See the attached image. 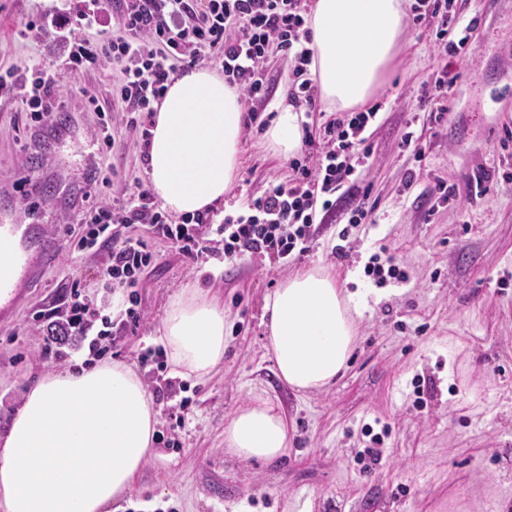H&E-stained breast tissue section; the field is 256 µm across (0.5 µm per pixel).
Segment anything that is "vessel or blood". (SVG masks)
I'll list each match as a JSON object with an SVG mask.
<instances>
[{"mask_svg":"<svg viewBox=\"0 0 512 512\" xmlns=\"http://www.w3.org/2000/svg\"><path fill=\"white\" fill-rule=\"evenodd\" d=\"M65 243L40 224L0 220V325L8 326L42 264Z\"/></svg>","mask_w":512,"mask_h":512,"instance_id":"vessel-or-blood-1","label":"vessel or blood"}]
</instances>
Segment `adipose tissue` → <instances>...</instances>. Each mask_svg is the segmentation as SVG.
I'll use <instances>...</instances> for the list:
<instances>
[{"label":"adipose tissue","mask_w":512,"mask_h":512,"mask_svg":"<svg viewBox=\"0 0 512 512\" xmlns=\"http://www.w3.org/2000/svg\"><path fill=\"white\" fill-rule=\"evenodd\" d=\"M310 71L323 104L346 111L381 87L404 27L403 0H315L306 20ZM303 112L278 104L266 138L283 157L303 146ZM245 114L236 88L215 69L175 76L150 130L149 188L163 206L192 215L223 202L240 167ZM266 348L278 377L305 394L331 385L354 349L357 294L313 269L266 300ZM160 342L176 374L203 379L224 361V310L201 288L170 304ZM153 401L126 363L82 365L33 384L0 439V512H107L154 454ZM289 447L281 411L258 398L224 428V450L273 461Z\"/></svg>","instance_id":"adipose-tissue-1"}]
</instances>
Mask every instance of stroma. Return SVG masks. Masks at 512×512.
Segmentation results:
<instances>
[{"instance_id":"obj_1","label":"stroma","mask_w":512,"mask_h":512,"mask_svg":"<svg viewBox=\"0 0 512 512\" xmlns=\"http://www.w3.org/2000/svg\"><path fill=\"white\" fill-rule=\"evenodd\" d=\"M62 7L76 18L88 2L0 0V54L54 73L60 107L53 119L69 127L63 143L30 142L25 112L0 102V213H25L57 232L74 219L91 152L90 107L74 91L112 96L107 71L79 76L60 58L47 21ZM457 8L480 21L465 56L446 52L433 27L405 19L385 84L369 100L379 108L368 130L371 155L337 195L308 254L285 269L245 256L195 270L174 248L158 247L155 270L137 286L147 314L118 360L136 365L172 298L196 284L224 308V363L189 381L179 447L156 446L118 512H512V146L503 145L512 133V0H457ZM28 23L35 37L18 39ZM443 67L460 79L438 124L424 87ZM408 133L422 160L404 146ZM34 149L37 174L53 193L32 199L16 180ZM288 170L263 131L242 134L238 177L217 214L287 181ZM482 171L490 179L478 197L474 176ZM440 181L452 186L454 200H439ZM364 196L375 204L372 223L349 225ZM382 247L408 272L407 283L378 287L365 277ZM314 267L336 274L364 304L347 370L301 397L278 379L265 349L264 300L289 275ZM102 268V258L65 255L0 330V437L28 387L52 370L40 355L33 312L52 289L99 279ZM258 397L284 413L288 454L271 463L229 458L224 426ZM374 422L387 428L384 453L366 467L357 460L369 443L361 426Z\"/></svg>"}]
</instances>
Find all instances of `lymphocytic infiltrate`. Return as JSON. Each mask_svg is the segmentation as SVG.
I'll return each instance as SVG.
<instances>
[{
  "label": "lymphocytic infiltrate",
  "mask_w": 512,
  "mask_h": 512,
  "mask_svg": "<svg viewBox=\"0 0 512 512\" xmlns=\"http://www.w3.org/2000/svg\"><path fill=\"white\" fill-rule=\"evenodd\" d=\"M308 7L309 0H120L111 30L99 29L97 12L82 14L84 31L69 38L67 60L82 73L111 62L110 107L129 113L128 126L139 132L141 141L149 139L147 124L168 83L181 70L200 64L219 67L225 81L237 87L250 128L260 121L273 94L267 63L278 53L290 61V97L308 110L317 106L304 30ZM412 9L416 22L437 24L443 36L477 25L476 20H463L454 0H415ZM54 86L48 69L27 75L15 64L0 62V99L19 101L29 114L32 137L52 124ZM107 108L94 109L90 134L97 150L90 187L82 193L75 222L64 236L70 251L104 256L97 286L120 295L121 301L108 316L92 301L87 284L74 281L57 290L34 314L43 336L41 355L55 367L82 349L94 361L111 357L114 348L136 334L145 310L135 288L156 261L152 243L175 248L192 266L247 255L285 267L306 254L318 217L332 209L337 193L369 158L367 131L378 115L374 106L330 115L317 133L305 134L304 143L312 151L291 163L287 182L248 198L222 221L206 210L176 222L138 178L122 196L98 197L99 187L110 185L115 175L111 157L130 149L125 133L110 130ZM138 362L160 371L153 387L157 400L178 402L171 434L183 428V411L191 399L184 383L166 377L164 349L147 347Z\"/></svg>",
  "instance_id": "lymphocytic-infiltrate-1"
}]
</instances>
